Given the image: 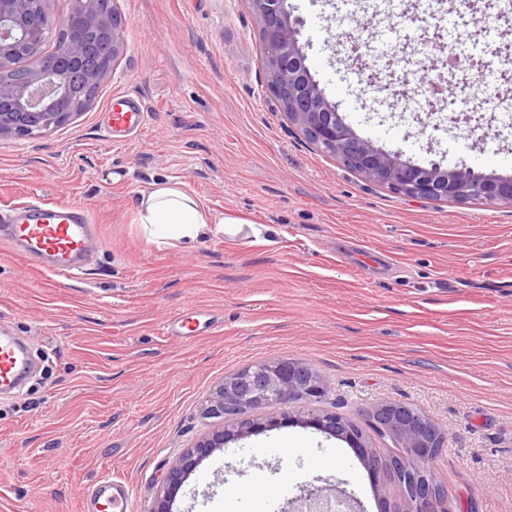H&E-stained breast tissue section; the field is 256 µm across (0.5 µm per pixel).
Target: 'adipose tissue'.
I'll use <instances>...</instances> for the list:
<instances>
[{
    "label": "adipose tissue",
    "instance_id": "1",
    "mask_svg": "<svg viewBox=\"0 0 512 512\" xmlns=\"http://www.w3.org/2000/svg\"><path fill=\"white\" fill-rule=\"evenodd\" d=\"M137 221L143 224L148 243L183 245L208 235L235 234L244 223L243 218L204 209L179 185L167 181L142 192Z\"/></svg>",
    "mask_w": 512,
    "mask_h": 512
}]
</instances>
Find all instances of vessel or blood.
Instances as JSON below:
<instances>
[{
  "mask_svg": "<svg viewBox=\"0 0 512 512\" xmlns=\"http://www.w3.org/2000/svg\"><path fill=\"white\" fill-rule=\"evenodd\" d=\"M147 113L137 100L119 97L107 112L110 135L140 130ZM96 227L89 213L68 200L15 206L0 210V237L11 241L24 259L39 269L77 277L87 266ZM30 367V352L12 332L0 329V391L12 393L22 387ZM83 512H130L127 484L105 475L92 484L83 502Z\"/></svg>",
  "mask_w": 512,
  "mask_h": 512,
  "instance_id": "b4317fda",
  "label": "vessel or blood"
}]
</instances>
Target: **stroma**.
<instances>
[{"label": "stroma", "mask_w": 512, "mask_h": 512, "mask_svg": "<svg viewBox=\"0 0 512 512\" xmlns=\"http://www.w3.org/2000/svg\"><path fill=\"white\" fill-rule=\"evenodd\" d=\"M299 43L327 99L359 135L445 169L512 175V23L503 0H475L501 47L457 72L441 106L462 111L479 76L498 100L495 140L439 124L411 96H382L353 73L347 0H289ZM125 51L88 109L39 137L0 141V208L69 199L100 231L77 279L30 267L0 241V320L38 363L0 400V512H81L112 474L133 512H151L172 462L209 424L224 377L291 358L325 380L322 408L365 423L387 400L420 409L446 436L433 466L448 512H512V205L412 200L323 153L269 91L249 0H113ZM426 24L397 28L385 54L416 68ZM138 98L146 126L123 143L105 129L117 95ZM179 184L206 209L249 219L235 237L191 246L147 242L141 190ZM216 320L191 336L176 314ZM364 512L405 502L374 485L342 440L283 424L228 441L178 491L172 512H281L315 458ZM240 490L225 498L224 485Z\"/></svg>", "instance_id": "35a3bbf8"}]
</instances>
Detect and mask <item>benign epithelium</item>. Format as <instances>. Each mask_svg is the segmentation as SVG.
Returning a JSON list of instances; mask_svg holds the SVG:
<instances>
[{
  "mask_svg": "<svg viewBox=\"0 0 512 512\" xmlns=\"http://www.w3.org/2000/svg\"><path fill=\"white\" fill-rule=\"evenodd\" d=\"M58 24L43 20V0H0V140L41 135L63 127L86 109L100 82L113 71L123 52L124 23L111 0H59ZM257 15L266 50L267 86L279 100L289 119L316 144L332 148L346 166L367 180L409 199L461 202L475 198L512 204V177L475 172L469 168L448 170L433 163L428 167L402 158L360 137L337 112L306 64L297 40V29L288 0H250ZM57 43L51 63L43 61L42 44ZM445 48L443 35L427 45L428 65L421 81L444 82L441 69ZM26 66L24 76L14 71ZM367 83L378 92L391 90L397 96L407 78L390 72L387 83ZM327 385L311 365L279 358L244 368L224 378L206 401L203 415L218 427L186 449L169 468L158 492L153 512H171L176 491L191 472L216 449L233 438L280 424L278 417L314 427L346 441L372 479L380 481L384 467H393L410 487L408 512H446L444 482L431 466L420 462L436 456L443 447L442 432L412 405L385 401L371 412L372 423L395 434L406 453L386 462L372 448L362 430L351 419L335 411L320 409ZM292 408L295 414L285 411ZM300 499L318 512H353L345 498H336L330 508L324 489L312 483L301 487Z\"/></svg>",
  "mask_w": 512,
  "mask_h": 512,
  "instance_id": "7a95c632",
  "label": "benign epithelium"
}]
</instances>
